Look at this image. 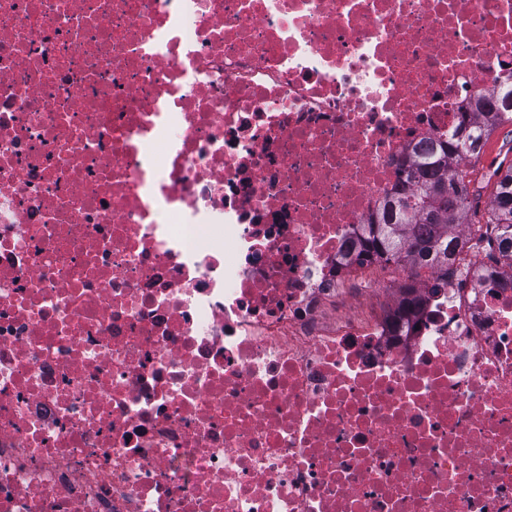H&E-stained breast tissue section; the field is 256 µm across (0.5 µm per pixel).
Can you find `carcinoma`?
Returning a JSON list of instances; mask_svg holds the SVG:
<instances>
[{
  "label": "carcinoma",
  "instance_id": "cac0c4a2",
  "mask_svg": "<svg viewBox=\"0 0 512 512\" xmlns=\"http://www.w3.org/2000/svg\"><path fill=\"white\" fill-rule=\"evenodd\" d=\"M505 125L512 126V84L484 90L474 104L462 109L461 120L448 138L422 149L419 162L405 171V192L393 196L363 225L364 254L387 263L428 268L443 279L453 276L460 245L453 226L468 224L477 214L467 161L479 156L492 132ZM453 156L459 163L450 171L448 158ZM490 178L494 191L478 246L496 264L511 260L512 269V163L500 162ZM401 294L409 310L423 301L414 283L404 285Z\"/></svg>",
  "mask_w": 512,
  "mask_h": 512
}]
</instances>
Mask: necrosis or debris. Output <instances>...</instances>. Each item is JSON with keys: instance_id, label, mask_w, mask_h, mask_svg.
Segmentation results:
<instances>
[{"instance_id": "4bbe7bcc", "label": "necrosis or debris", "mask_w": 512, "mask_h": 512, "mask_svg": "<svg viewBox=\"0 0 512 512\" xmlns=\"http://www.w3.org/2000/svg\"><path fill=\"white\" fill-rule=\"evenodd\" d=\"M512 0H0V512H512V285L377 302Z\"/></svg>"}]
</instances>
